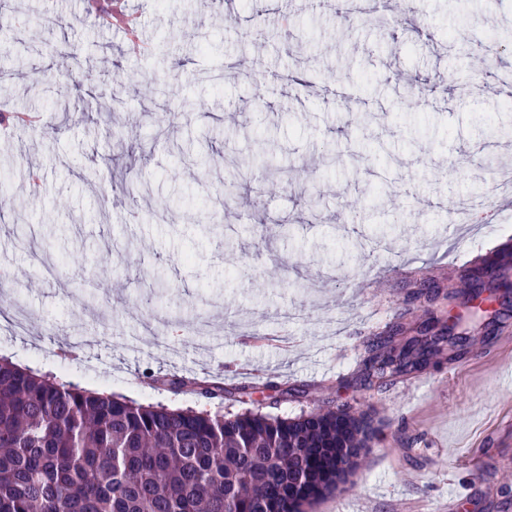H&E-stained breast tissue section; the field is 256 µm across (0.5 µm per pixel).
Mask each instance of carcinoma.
<instances>
[{"mask_svg":"<svg viewBox=\"0 0 512 512\" xmlns=\"http://www.w3.org/2000/svg\"><path fill=\"white\" fill-rule=\"evenodd\" d=\"M102 27L103 0H84ZM370 343L361 381L381 386L468 350ZM376 439L349 407L296 417L144 406L0 361V512H305L360 468Z\"/></svg>","mask_w":512,"mask_h":512,"instance_id":"1","label":"carcinoma"}]
</instances>
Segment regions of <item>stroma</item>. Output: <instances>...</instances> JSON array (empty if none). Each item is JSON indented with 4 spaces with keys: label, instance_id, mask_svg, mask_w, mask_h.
I'll use <instances>...</instances> for the list:
<instances>
[{
    "label": "stroma",
    "instance_id": "stroma-1",
    "mask_svg": "<svg viewBox=\"0 0 512 512\" xmlns=\"http://www.w3.org/2000/svg\"><path fill=\"white\" fill-rule=\"evenodd\" d=\"M119 5L150 45L141 58L83 0H28L8 21L0 106L70 114L61 132L0 139V357L141 404L370 410L379 435L351 488L306 512H512V297L495 302L493 325L455 328L465 358L385 389L357 381L399 313L411 310L410 329L447 320L446 293L472 257L506 254L484 282L512 284V92L496 87L512 72V0H418L402 15L373 0L364 19L318 0ZM53 15L69 30L32 24ZM255 23L279 43L247 46L231 31ZM334 28L343 38H324ZM67 41L82 47L73 69L93 71L88 86L36 66ZM231 62L239 79L219 81ZM297 68L311 72L309 91L291 84ZM115 98L130 111L103 112ZM268 139L287 171L252 163ZM131 151L144 185L134 194L120 183ZM228 155L248 162L247 182L226 172ZM312 191L313 212L302 202ZM460 198L502 207L500 223L454 224ZM158 208L166 222L152 220ZM22 232L32 246H18ZM163 374L187 384L153 385ZM201 382L236 397L205 398Z\"/></svg>",
    "mask_w": 512,
    "mask_h": 512
}]
</instances>
